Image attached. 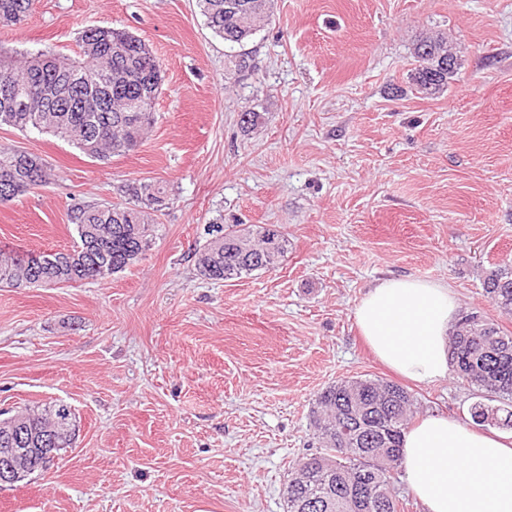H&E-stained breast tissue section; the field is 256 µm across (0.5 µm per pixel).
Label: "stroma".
I'll use <instances>...</instances> for the list:
<instances>
[{"mask_svg":"<svg viewBox=\"0 0 512 512\" xmlns=\"http://www.w3.org/2000/svg\"><path fill=\"white\" fill-rule=\"evenodd\" d=\"M137 34L162 63L154 124L99 161L30 129L0 147L39 157L50 182L0 205V250L64 251L74 205H128L163 187L142 260L98 281L0 286V410L62 402L72 447L0 487V512H284L283 488L317 443L327 386L394 375L354 310L377 280L448 284L459 308L512 332L482 279L512 263V0H274L251 66L196 0H39L0 27V53L78 57L80 36ZM447 36L454 82L413 90V48ZM263 120L244 133L241 112ZM214 224L282 225L268 271L214 282L194 249ZM419 415L470 424L456 376L408 383Z\"/></svg>","mask_w":512,"mask_h":512,"instance_id":"stroma-1","label":"stroma"}]
</instances>
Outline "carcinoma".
Listing matches in <instances>:
<instances>
[{
    "label": "carcinoma",
    "mask_w": 512,
    "mask_h": 512,
    "mask_svg": "<svg viewBox=\"0 0 512 512\" xmlns=\"http://www.w3.org/2000/svg\"><path fill=\"white\" fill-rule=\"evenodd\" d=\"M208 26L224 42L240 47L271 17V0H197ZM32 14V0H0V26L19 27ZM123 43L112 56L110 44ZM79 57L57 55L43 68L44 51L20 58L0 57V87L38 77V93L22 108L0 104V125L35 129L67 141L87 156L105 160L137 149L153 122V106L162 82V66L144 40L132 32L93 27L81 36ZM413 55L415 90L435 94L448 87L455 72L442 66L445 38L419 40ZM50 172L25 151L0 148V194L24 195L44 186ZM134 205H76V240L65 252L0 253V285L17 288L40 274L42 287L107 278L145 255L151 244V213L165 208L164 188L133 184ZM288 251V237L277 224L252 229L216 225L211 238L195 248L200 276L221 282L276 267ZM482 286L500 311L512 314V265L486 272ZM451 371L468 385L500 402H475L473 423L512 428V333L478 311L462 314L450 331ZM22 427L12 437L16 448H70L74 414L60 404L24 409ZM416 414V398L401 385L377 378L341 380L320 392L309 419L319 450L301 458L283 490L286 512H401L392 486L400 468L384 458L400 455L402 434Z\"/></svg>",
    "instance_id": "carcinoma-1"
}]
</instances>
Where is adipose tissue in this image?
<instances>
[{
    "label": "adipose tissue",
    "instance_id": "adipose-tissue-1",
    "mask_svg": "<svg viewBox=\"0 0 512 512\" xmlns=\"http://www.w3.org/2000/svg\"><path fill=\"white\" fill-rule=\"evenodd\" d=\"M458 301L444 283L387 278L368 288L355 324L374 357L417 382L447 379ZM402 465L423 512H512V434L468 428L445 414L405 431Z\"/></svg>",
    "mask_w": 512,
    "mask_h": 512
}]
</instances>
